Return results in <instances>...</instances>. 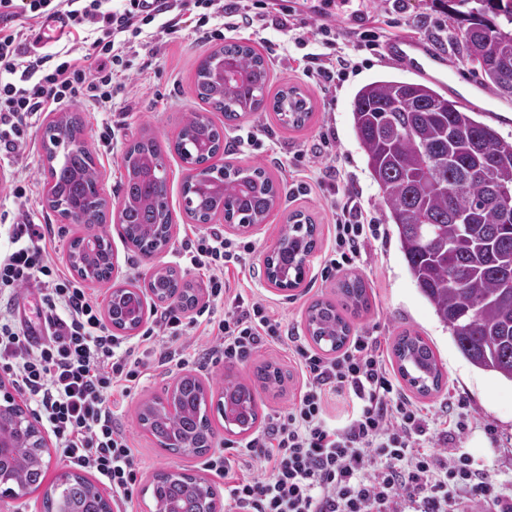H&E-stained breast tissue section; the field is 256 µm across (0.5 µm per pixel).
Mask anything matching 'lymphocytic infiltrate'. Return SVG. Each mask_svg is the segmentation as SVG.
Here are the masks:
<instances>
[{
    "label": "lymphocytic infiltrate",
    "instance_id": "f902f5d3",
    "mask_svg": "<svg viewBox=\"0 0 512 512\" xmlns=\"http://www.w3.org/2000/svg\"><path fill=\"white\" fill-rule=\"evenodd\" d=\"M0 0V155L18 163L43 113L80 101L108 111L127 100L139 76L181 36L187 19L207 40L227 32L274 28L314 45L307 81L332 89L357 64L322 23L306 30L284 0ZM65 16L70 33L96 38L54 50L33 39L34 24ZM26 179L10 180V250L0 252V365L33 404L70 465L94 474L114 500L131 506L139 470L128 436L117 427L122 407L148 369L180 370L222 359L247 361L262 346H286L304 384L289 408L205 466L222 478L228 512H512V490L499 486L459 448H430L466 430L463 414L433 419L403 394L381 341L353 337L336 357L304 344L263 300L234 287L231 276L253 268L254 242L201 232L183 243L180 260L205 279L208 302L184 315L167 308L136 340L115 335L98 303L51 260V225L26 209ZM332 269L353 265L374 218L354 194L333 199ZM37 289L34 318L17 317L20 296ZM40 340H33L34 328ZM347 398L343 426L330 424V400Z\"/></svg>",
    "mask_w": 512,
    "mask_h": 512
}]
</instances>
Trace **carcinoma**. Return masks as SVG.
<instances>
[{"label": "carcinoma", "instance_id": "carcinoma-1", "mask_svg": "<svg viewBox=\"0 0 512 512\" xmlns=\"http://www.w3.org/2000/svg\"><path fill=\"white\" fill-rule=\"evenodd\" d=\"M448 19L458 23L448 39L462 63L471 66L501 96H512V0H441ZM469 6L457 12L450 6ZM235 68L238 78L214 86L208 71L216 57ZM268 79L265 58L248 45L227 43L205 56L196 70V93L211 111L224 114L232 125L251 112L267 108L286 124L300 128L309 118L306 96L297 87L278 91L266 100ZM352 123L357 141L374 181L382 191L387 221L395 226L400 250L418 290L439 322L448 328L461 356L476 369L512 382V221L501 220L493 204L498 189L512 191V140L492 126L478 121L459 101L449 99L423 82L380 77L363 85L352 104ZM73 145L58 157L57 128L43 134L48 167L43 170L48 202L55 210L63 205L79 210L86 235L103 239V252L112 253L104 230L107 202L97 188L94 157L81 139L73 117H65ZM203 137L212 154L196 152ZM224 143V128L199 113L190 117L173 143L174 151L200 180L223 185L220 195L201 193L196 183L183 184L186 211L194 220L218 216L228 224H260L276 204L280 190L259 166L247 168L212 163ZM124 207L120 224L126 239L144 256L165 244L164 226L171 223L167 179L140 178L143 158L164 166L163 148L152 138L132 144L125 152ZM492 170L493 182L478 178ZM281 237L288 253L275 260L283 270L282 288L302 283L304 268L295 262V250L315 247V225L289 221ZM144 288L158 300L178 294L181 306L196 301L193 288L180 281L176 270L152 276ZM344 306L354 310L368 306L361 279L340 283ZM311 340L331 350L340 349L350 335V325L337 304L318 300L307 311ZM397 371L421 395L440 388L442 373L431 346L413 331H405L393 345ZM267 387L281 383L278 368L265 365L257 372ZM224 398L243 405L242 430L250 431L259 420L251 387L224 381ZM180 412L174 416L143 408L138 420L161 449L185 453L203 448L214 429L208 415L207 391L195 376L184 378L176 390ZM36 449L27 439L15 440L7 463L5 491L26 495L37 491L44 471L33 462ZM160 495L174 501L180 512H199L198 488L180 477L157 482ZM94 485L84 476L69 473L43 494L44 512H97Z\"/></svg>", "mask_w": 512, "mask_h": 512}]
</instances>
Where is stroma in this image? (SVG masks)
I'll use <instances>...</instances> for the list:
<instances>
[{
    "label": "stroma",
    "mask_w": 512,
    "mask_h": 512,
    "mask_svg": "<svg viewBox=\"0 0 512 512\" xmlns=\"http://www.w3.org/2000/svg\"><path fill=\"white\" fill-rule=\"evenodd\" d=\"M356 8L364 17L376 18L382 43L413 37L431 41L447 62L448 79L439 85V92L444 94L451 88L462 92L467 99V107L478 121L495 127L503 137L512 138V97L497 95L462 64L448 41L447 14L435 0H406V9L402 12L395 10L388 0H358ZM266 36L274 47L273 53L265 57L269 93H276L287 86L300 88L309 101L311 118L304 127L291 128L283 125L274 112L267 111L247 115L238 125L225 126L224 136L228 139L241 127L256 131L260 148L255 152L221 153L215 159L216 164L262 166L280 188L286 189L287 195L275 205L257 230L242 233L220 218L215 219L214 224L222 228L227 237L242 236L255 241L260 252L264 253L279 238L281 227L289 216L300 212L315 224L317 245L308 258L305 277L298 288L285 292L273 287L267 282L264 268L260 265L255 267L251 277L243 280V288L264 298L277 315L303 337L307 334L308 307L317 300H338L340 281L350 276L360 277L367 286L370 307L350 315L352 335L376 336L390 346L403 331H417L433 348L444 374L440 391L424 397V404L440 414L446 410L449 397L460 398L471 417L472 427L460 439L459 448L470 453L476 464L488 469L498 482H512V383L472 367L460 355L448 329L438 321L420 294L407 270L395 228L385 221L382 193L369 173L352 128V102L364 84L384 75L413 81L417 78L416 73L392 62L381 48L362 47L355 52L358 71L341 82L335 92L326 94L309 84L297 68L298 60L307 52L306 47L295 44L273 28L267 30ZM222 45L219 39L201 43L192 30H185L172 50L163 59L153 62L143 79L137 82L127 105L116 106L104 115L82 103L71 104V111L80 113L83 118L82 136L94 155L99 174L98 189L108 206H116L122 199L125 175L122 158L132 142L150 136L160 143H167L175 139L192 112L206 110L205 104L195 94V73L200 60ZM104 124L121 129L122 139L117 148L111 149L99 142L97 131ZM328 129L336 137L339 166L357 189L363 207L380 221L381 226L378 239L365 245L352 266L326 277L322 269L331 246L329 194L316 187L305 194H292L288 188L298 180L292 170L295 151L312 144L322 131ZM164 159L168 205L174 224V246L164 254L142 257L126 242L117 221L109 220L106 231L118 261L113 284L141 286L148 281L155 266L177 265V245L200 229L185 210L182 186L188 172L186 164L172 151L166 152ZM25 162L34 182L29 210L35 222L52 225L57 242L54 257L61 264H68L69 244L82 234L83 228L77 224L61 223L48 205L47 187L41 176L47 165L42 131H35ZM266 362L277 364L284 373L279 393L265 391L256 383L254 371ZM229 374L252 385L260 419L264 422L287 409L302 385L301 374L290 361L288 351L270 345L255 352L247 364H228L217 360L198 372L199 377L216 391L221 390L224 378ZM175 381V374L167 369L152 371L127 399L118 419L120 427L132 440L139 469V491L134 495V512H143L142 492L160 470L174 468L198 474L204 471V456L173 454L160 449L137 419L139 408L163 395Z\"/></svg>",
    "instance_id": "stroma-1"
}]
</instances>
